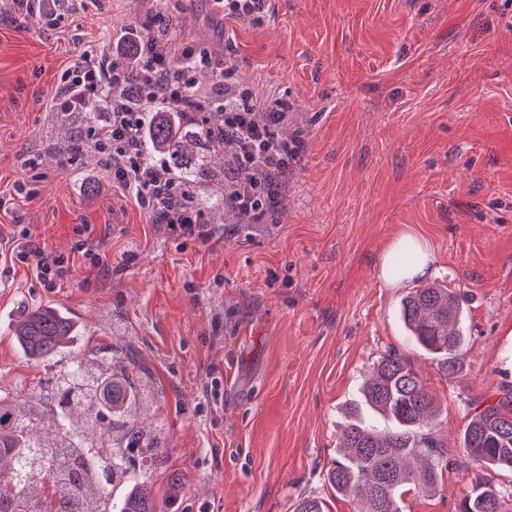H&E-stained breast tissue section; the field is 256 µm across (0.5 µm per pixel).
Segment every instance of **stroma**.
Wrapping results in <instances>:
<instances>
[{
    "label": "stroma",
    "mask_w": 512,
    "mask_h": 512,
    "mask_svg": "<svg viewBox=\"0 0 512 512\" xmlns=\"http://www.w3.org/2000/svg\"><path fill=\"white\" fill-rule=\"evenodd\" d=\"M176 42L229 60L257 93L288 103L299 143L284 198L248 230L206 242L152 223L96 156L63 163L53 98L70 60L156 15ZM55 26L0 0V395L31 399L56 372L25 357L7 325L52 306L109 348L162 444L134 460L121 499L148 482L162 512H294L316 497L357 512L327 471L347 403L384 354L410 356L443 405L450 462L402 512H456L468 493L460 436L475 401L512 381V0H270L263 24L212 0H66ZM69 261L47 288L11 260L14 237ZM410 236L431 281L456 288L467 336L444 376L405 335L384 253Z\"/></svg>",
    "instance_id": "obj_1"
}]
</instances>
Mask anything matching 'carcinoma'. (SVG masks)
Here are the masks:
<instances>
[{"instance_id":"1","label":"carcinoma","mask_w":512,"mask_h":512,"mask_svg":"<svg viewBox=\"0 0 512 512\" xmlns=\"http://www.w3.org/2000/svg\"><path fill=\"white\" fill-rule=\"evenodd\" d=\"M182 133L158 122L148 129L145 153L168 155L174 175L192 187L224 189V147L206 119ZM208 156L195 162L199 146ZM407 335L448 377L458 375L464 342L460 296L452 288L424 285L402 302ZM23 354L41 362L68 363L51 394L38 403L0 398V512H160L152 487L142 482L114 502L108 487L125 475L124 450L157 455L160 444L140 427H130L112 448V415L137 408L127 382L100 367L102 350L77 351L73 322L52 307L34 309L12 324ZM112 380V412L105 411L100 391ZM440 402L410 358L384 355L365 381L359 400L347 409L341 459L327 472L336 492L361 504L359 512H401L410 489L436 487L443 467ZM50 425L40 427L44 418ZM471 489L459 512H504L512 487L498 489L480 474L484 466L512 471V387L505 386L473 408L462 433Z\"/></svg>"}]
</instances>
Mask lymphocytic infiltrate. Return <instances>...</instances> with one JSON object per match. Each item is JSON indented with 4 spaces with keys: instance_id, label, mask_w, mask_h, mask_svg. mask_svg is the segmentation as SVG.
<instances>
[{
    "instance_id": "obj_1",
    "label": "lymphocytic infiltrate",
    "mask_w": 512,
    "mask_h": 512,
    "mask_svg": "<svg viewBox=\"0 0 512 512\" xmlns=\"http://www.w3.org/2000/svg\"><path fill=\"white\" fill-rule=\"evenodd\" d=\"M128 42L140 52L134 68L121 61L122 50L102 46L83 51L66 68L56 92L54 112L75 123L73 144L62 147L64 160L79 148L95 146L113 186L134 199L153 223L178 236L207 240L211 226L188 187L172 177L165 160L143 150L153 110L167 105L186 112H204L224 135V160L231 176L224 186V204L242 223H262L278 194V177L287 175L288 159L297 151L288 133V111L280 99L258 97L239 79L233 64L218 59L193 42L173 46L164 28L145 24L130 31ZM209 71L211 91H202L197 74ZM99 104L96 120L84 121L87 106ZM14 257L31 262L39 280L56 286L70 271L68 261L27 242Z\"/></svg>"
}]
</instances>
